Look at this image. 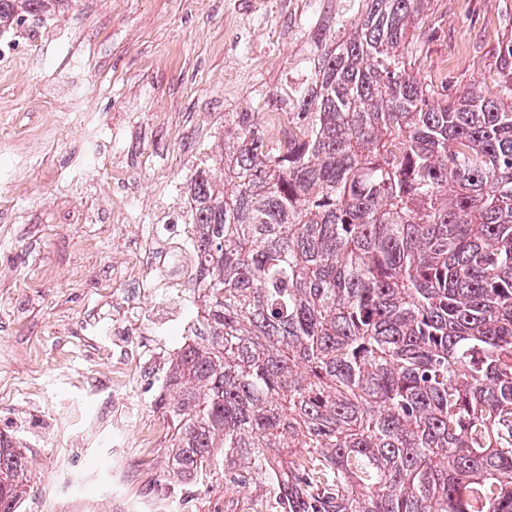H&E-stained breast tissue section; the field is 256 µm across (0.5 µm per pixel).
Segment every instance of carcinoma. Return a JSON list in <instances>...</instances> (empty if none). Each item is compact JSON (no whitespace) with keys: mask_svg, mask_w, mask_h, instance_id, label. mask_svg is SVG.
<instances>
[{"mask_svg":"<svg viewBox=\"0 0 512 512\" xmlns=\"http://www.w3.org/2000/svg\"><path fill=\"white\" fill-rule=\"evenodd\" d=\"M360 2L280 89L288 132L234 112L191 178L169 491L219 449L275 512H512V39L497 93L450 97L419 77L425 0ZM73 5L0 0V36ZM26 452L0 432V512Z\"/></svg>","mask_w":512,"mask_h":512,"instance_id":"cac0c4a2","label":"carcinoma"}]
</instances>
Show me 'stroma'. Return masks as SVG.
<instances>
[{
    "mask_svg": "<svg viewBox=\"0 0 512 512\" xmlns=\"http://www.w3.org/2000/svg\"><path fill=\"white\" fill-rule=\"evenodd\" d=\"M356 12L353 0H76L59 19L72 56L47 52L42 21L29 22L15 68L0 69V431L28 448L21 512H65L75 494L86 512H114L160 491L169 451L146 434L157 392L128 364L178 344L165 324L197 323L183 274L161 260L178 236L155 228L186 217V184L222 151L231 113L287 111L277 89L303 81L316 34ZM418 22L431 35L422 78L495 92L504 0H427ZM136 306L143 321L113 345L108 323ZM69 403L98 428L73 432ZM116 432L138 463L125 484L112 479ZM270 505L261 477L229 481L218 456L182 512Z\"/></svg>",
    "mask_w": 512,
    "mask_h": 512,
    "instance_id": "obj_1",
    "label": "stroma"
}]
</instances>
